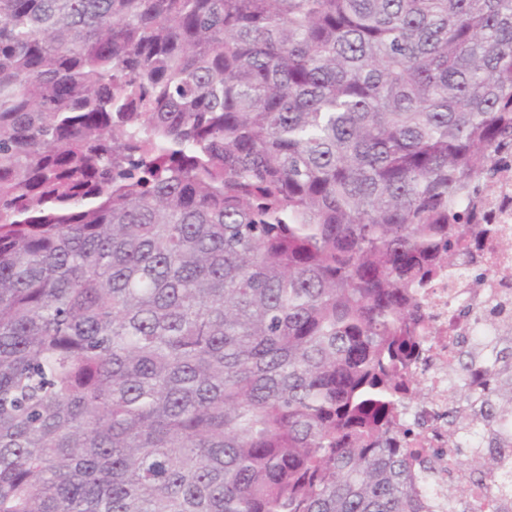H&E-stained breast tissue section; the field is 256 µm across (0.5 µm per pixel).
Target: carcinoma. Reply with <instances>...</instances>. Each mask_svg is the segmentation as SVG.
I'll return each mask as SVG.
<instances>
[{
  "mask_svg": "<svg viewBox=\"0 0 512 512\" xmlns=\"http://www.w3.org/2000/svg\"><path fill=\"white\" fill-rule=\"evenodd\" d=\"M511 160L512 0H0V512H431L416 289Z\"/></svg>",
  "mask_w": 512,
  "mask_h": 512,
  "instance_id": "carcinoma-1",
  "label": "carcinoma"
}]
</instances>
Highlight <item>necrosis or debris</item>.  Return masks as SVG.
Returning <instances> with one entry per match:
<instances>
[{
  "label": "necrosis or debris",
  "instance_id": "1",
  "mask_svg": "<svg viewBox=\"0 0 512 512\" xmlns=\"http://www.w3.org/2000/svg\"><path fill=\"white\" fill-rule=\"evenodd\" d=\"M484 203L486 209L494 213L502 239L512 238V166L500 170ZM465 265L469 277L450 276L443 268L420 290L427 302L425 332L430 350L416 370L415 384L427 391L428 398L421 403H407L405 409L407 417L419 423L418 441L435 452L437 465L443 467L460 461L459 451L448 440V397L461 388L478 390L482 384L480 378L470 373L460 378L449 376L448 360L457 350V340L484 333L483 328L475 324H449L448 311L465 304L480 307L493 299L512 311V251L496 242L488 246L481 257L466 260ZM416 490L421 498L436 499L441 512H467L472 497L495 494L493 488L477 487L464 478L437 491L420 478L416 481Z\"/></svg>",
  "mask_w": 512,
  "mask_h": 512
}]
</instances>
